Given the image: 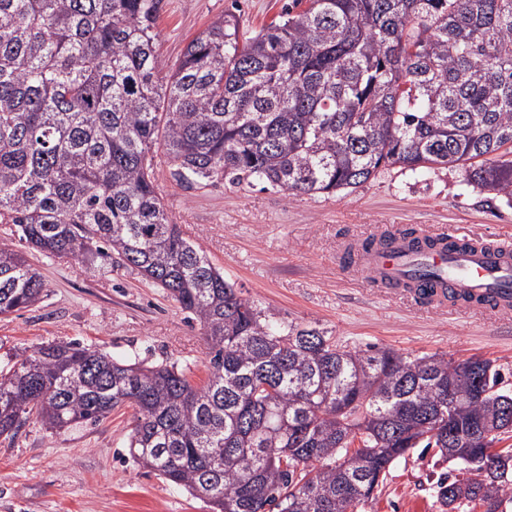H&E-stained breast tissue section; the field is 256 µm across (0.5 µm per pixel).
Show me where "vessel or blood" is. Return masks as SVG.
<instances>
[{
	"label": "vessel or blood",
	"instance_id": "obj_1",
	"mask_svg": "<svg viewBox=\"0 0 512 512\" xmlns=\"http://www.w3.org/2000/svg\"><path fill=\"white\" fill-rule=\"evenodd\" d=\"M366 262L374 279H438L457 290L488 296L495 311L512 312L511 236L491 242L474 238L462 250L439 246L415 253L397 246L381 248Z\"/></svg>",
	"mask_w": 512,
	"mask_h": 512
}]
</instances>
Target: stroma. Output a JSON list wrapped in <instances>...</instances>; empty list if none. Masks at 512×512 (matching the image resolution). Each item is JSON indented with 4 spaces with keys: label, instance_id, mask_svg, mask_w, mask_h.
Segmentation results:
<instances>
[{
    "label": "stroma",
    "instance_id": "1",
    "mask_svg": "<svg viewBox=\"0 0 512 512\" xmlns=\"http://www.w3.org/2000/svg\"><path fill=\"white\" fill-rule=\"evenodd\" d=\"M289 2L161 0L156 51L162 74H170L189 40L225 12L255 32ZM155 184L172 222L260 307L324 328L353 348L375 344L416 357L489 359L512 386V313L425 307L378 287L365 267L343 260L349 245L388 229L448 230L485 240L512 232V206L473 189L463 169L414 173L392 166L354 190L310 196L225 179L182 184L161 159ZM0 239L38 269L47 291L34 306L0 316V367L22 351L75 341L114 358L173 363L192 384H205L203 332L163 289L103 253L54 260L6 224ZM133 414L123 406L99 422L60 431L32 416L16 433L0 436V512H210L130 457ZM453 469L437 449H413L359 512H442L431 483Z\"/></svg>",
    "mask_w": 512,
    "mask_h": 512
}]
</instances>
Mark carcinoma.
<instances>
[{
  "mask_svg": "<svg viewBox=\"0 0 512 512\" xmlns=\"http://www.w3.org/2000/svg\"><path fill=\"white\" fill-rule=\"evenodd\" d=\"M160 2L0 0V224L48 258L80 260L101 242L165 290L203 330L208 382L49 343L0 371V435L33 413L62 430L128 405L133 460L211 512H358L423 443L466 474L432 484L444 512H503L512 448H495L497 434L458 441L512 410L492 361L476 373L467 359L353 350L271 316L172 223L154 167L160 150L188 185L329 195L387 166H457L511 205L512 0H293L255 34L226 12L164 77ZM399 239L415 251L442 241L389 232L344 261ZM44 292L1 243L0 316ZM477 376L491 393L448 414V386L468 392Z\"/></svg>",
  "mask_w": 512,
  "mask_h": 512,
  "instance_id": "1",
  "label": "carcinoma"
}]
</instances>
